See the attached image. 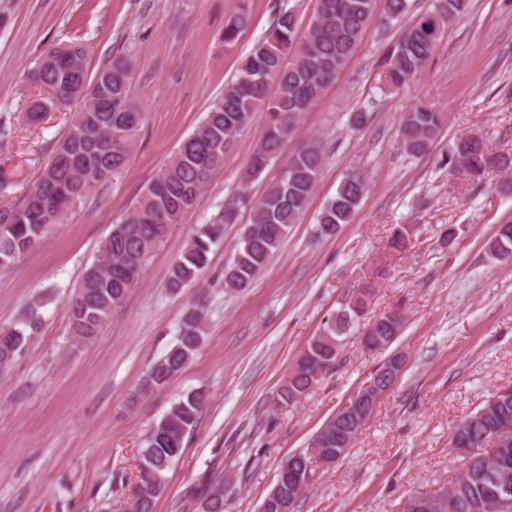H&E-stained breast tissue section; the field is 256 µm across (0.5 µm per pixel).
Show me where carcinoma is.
I'll use <instances>...</instances> for the list:
<instances>
[{"label":"carcinoma","instance_id":"obj_1","mask_svg":"<svg viewBox=\"0 0 512 512\" xmlns=\"http://www.w3.org/2000/svg\"><path fill=\"white\" fill-rule=\"evenodd\" d=\"M469 5L470 0H433L425 12L413 16L399 38L385 49L386 84L400 88L414 78L437 52L448 24L467 13ZM410 10V0H383L379 16L376 0H315L314 13L303 32L293 12L279 13L263 39L242 58L203 121L180 143L137 203L113 220L100 258L84 270L69 300V329L75 344L99 336L112 309L138 284L149 254L199 202L212 176L224 168V156L234 137L256 114H262L264 129L247 167V180L260 177L281 155L297 116L315 106L336 82L370 24L377 19L389 25ZM247 22L244 12L227 20L224 47L230 49L238 43ZM30 78L50 93L49 101L32 107L30 122H38L49 105L80 99L83 108L20 205L0 210L1 270L36 248L50 227L62 223L82 205L93 188L126 170L145 120V113L130 97L132 73L126 59L112 61L91 77L85 46H59L44 53ZM445 123L443 113L418 103L401 118L398 144L409 156L423 155ZM324 162L323 149L315 140L288 158L261 201L252 203L244 192L230 197L222 216L203 225L174 261L169 288L176 291L196 280L209 262L212 246L224 238V225L236 223L239 211L248 207L251 222L224 269L226 287H246L280 247L289 225L305 210ZM448 165L480 181L492 166V158L478 137L469 136L458 140L448 154ZM366 186L359 170L344 176L317 216L320 236L332 237L352 221ZM410 233V226L396 225L389 249L405 250ZM511 250L512 224H503L488 251L497 259ZM371 300L372 288L364 284L341 304L334 320L312 338L298 358L274 406L280 410L296 407L319 376L332 368L342 336L353 328L362 327L364 336L402 331L401 313L388 310L372 317ZM201 311L194 307L185 313L176 344L151 367L138 392L167 385L192 359L203 334ZM39 327L40 319L31 308L23 321L0 328V369L26 350ZM207 399L203 389L189 391L150 429L138 452L132 512H155L165 489V473L182 455L185 436L196 426ZM505 424L512 425L510 389L495 392L454 428L450 438H459L461 473L448 489L422 494L430 501L428 512H470V502L485 498L493 499L492 507L512 512V446L502 448L495 443L498 427ZM357 433V427L331 418L312 440L317 455L306 451L292 455L296 467L313 474L318 467L340 460L352 448ZM264 502L263 512H290L294 504L286 485L270 492ZM194 505L195 512H224V480L210 482L196 495Z\"/></svg>","mask_w":512,"mask_h":512}]
</instances>
